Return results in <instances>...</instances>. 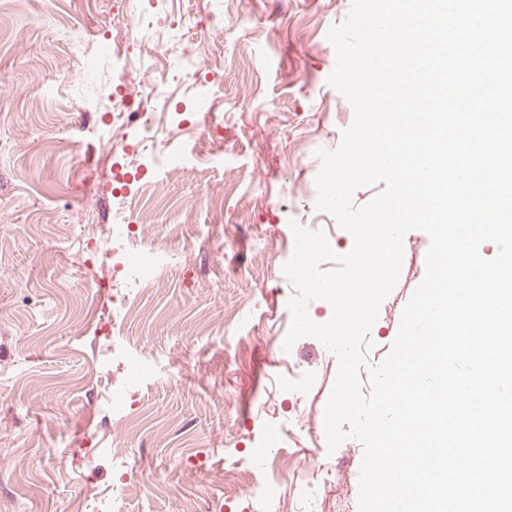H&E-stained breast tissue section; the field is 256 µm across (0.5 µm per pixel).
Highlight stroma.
<instances>
[{"mask_svg":"<svg viewBox=\"0 0 512 512\" xmlns=\"http://www.w3.org/2000/svg\"><path fill=\"white\" fill-rule=\"evenodd\" d=\"M352 0H242L238 22L208 38L202 21L224 0H168L167 24L183 27L200 72L221 79L213 105L195 111L191 77L168 79L165 26L127 37L133 0H0V512H249L248 458L265 428L287 418L279 391L286 364L308 379L301 409L327 402L337 356L306 336L281 353L286 332L284 244L289 222L331 225L340 254L354 241L331 214L309 208L322 162L354 119L328 83L336 63L329 30ZM83 41L74 56L59 29ZM155 51L135 79L163 85L169 100L131 103L150 113V141L128 134L139 155L168 143L165 114L179 108L186 150H223L173 176L148 168L142 191L113 179L121 148L93 130L111 115L114 63ZM232 191H225V184ZM222 191L211 206L203 190ZM141 215L139 245L170 249L176 267L134 293L124 312L112 218ZM409 263L370 330L371 365L391 353L402 314L425 275L423 231L403 240ZM236 326L224 321L225 313ZM154 371L133 389L127 417L112 415L108 386L126 379L121 348ZM364 450L355 439L328 450L323 422L293 431L280 458L276 512H302L317 491L320 512L359 500Z\"/></svg>","mask_w":512,"mask_h":512,"instance_id":"obj_1","label":"stroma"}]
</instances>
